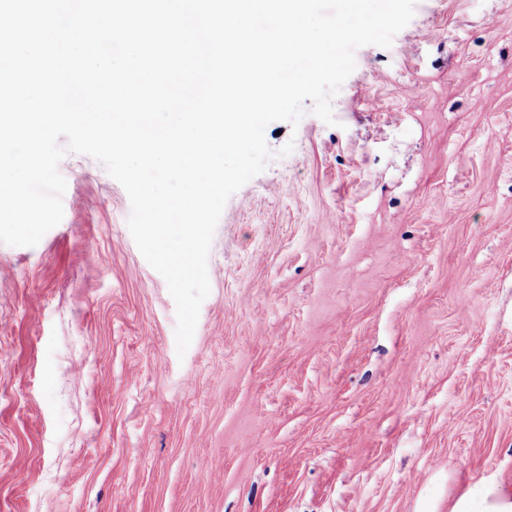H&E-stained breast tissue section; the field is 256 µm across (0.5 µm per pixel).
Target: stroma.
I'll use <instances>...</instances> for the list:
<instances>
[{"label":"stroma","instance_id":"35a3bbf8","mask_svg":"<svg viewBox=\"0 0 512 512\" xmlns=\"http://www.w3.org/2000/svg\"><path fill=\"white\" fill-rule=\"evenodd\" d=\"M331 104L266 127L182 356L125 189L60 161L62 221L0 244V512H449L512 487V0H417Z\"/></svg>","mask_w":512,"mask_h":512}]
</instances>
